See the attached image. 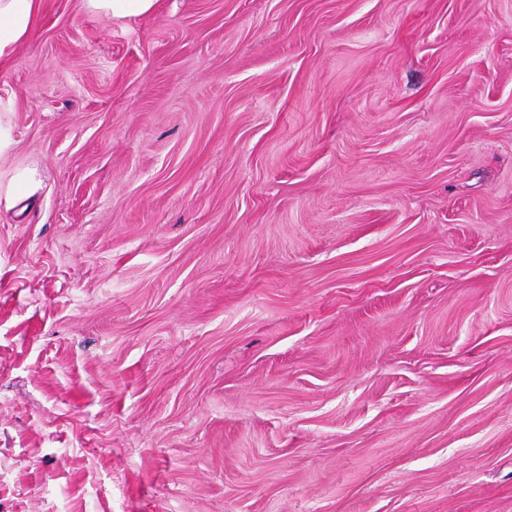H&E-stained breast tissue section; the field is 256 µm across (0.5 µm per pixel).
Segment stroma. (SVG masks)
<instances>
[{"label":"stroma","instance_id":"35a3bbf8","mask_svg":"<svg viewBox=\"0 0 512 512\" xmlns=\"http://www.w3.org/2000/svg\"><path fill=\"white\" fill-rule=\"evenodd\" d=\"M0 126V512H512V0H43ZM90 14L109 21L148 16L157 7V0H82ZM36 176L32 169H16L5 187H2L0 182V204L3 201L5 206L9 207L19 195L35 191L38 186Z\"/></svg>","mask_w":512,"mask_h":512}]
</instances>
